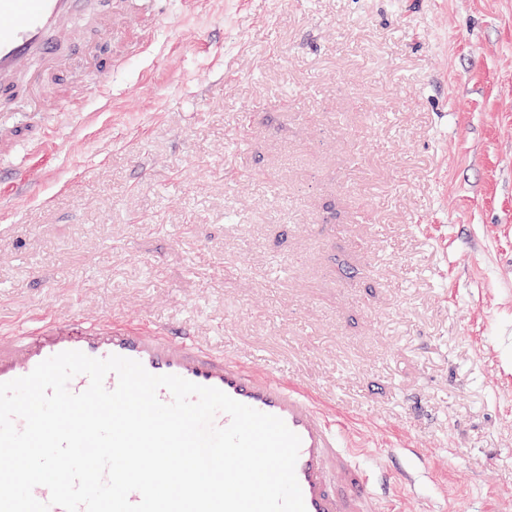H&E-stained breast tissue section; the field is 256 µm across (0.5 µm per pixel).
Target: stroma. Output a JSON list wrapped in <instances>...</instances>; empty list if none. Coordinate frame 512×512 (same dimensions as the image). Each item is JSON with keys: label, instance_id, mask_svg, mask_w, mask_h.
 Listing matches in <instances>:
<instances>
[{"label": "stroma", "instance_id": "35a3bbf8", "mask_svg": "<svg viewBox=\"0 0 512 512\" xmlns=\"http://www.w3.org/2000/svg\"><path fill=\"white\" fill-rule=\"evenodd\" d=\"M0 201V323L181 320L512 512V0H164Z\"/></svg>", "mask_w": 512, "mask_h": 512}]
</instances>
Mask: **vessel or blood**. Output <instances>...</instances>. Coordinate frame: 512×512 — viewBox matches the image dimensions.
<instances>
[{
	"label": "vessel or blood",
	"instance_id": "vessel-or-blood-1",
	"mask_svg": "<svg viewBox=\"0 0 512 512\" xmlns=\"http://www.w3.org/2000/svg\"><path fill=\"white\" fill-rule=\"evenodd\" d=\"M127 9V0H0V103L14 105L51 78L65 89L52 112L61 124L73 125L84 110L81 93L106 83L123 44ZM22 145L33 153L42 147L21 142L17 125L0 128V156ZM68 350L134 359L152 374L219 388L281 418L301 439L295 473L306 512H387L415 485L411 466L399 462L394 450L361 447L318 391L214 347L179 321L152 326L121 316L104 323L51 317L36 327L1 330L0 382Z\"/></svg>",
	"mask_w": 512,
	"mask_h": 512
}]
</instances>
